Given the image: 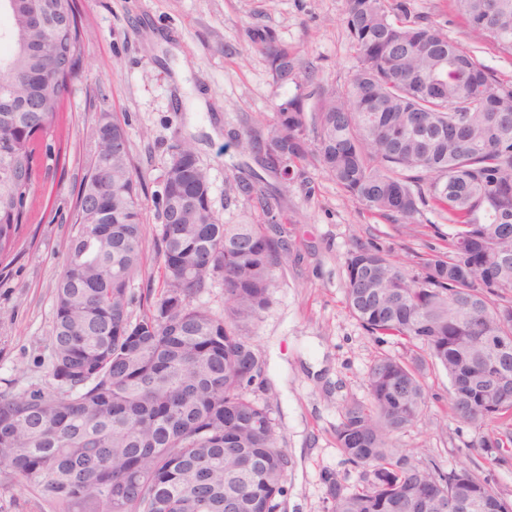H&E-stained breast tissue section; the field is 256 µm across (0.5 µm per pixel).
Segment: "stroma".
Wrapping results in <instances>:
<instances>
[{
    "label": "stroma",
    "mask_w": 512,
    "mask_h": 512,
    "mask_svg": "<svg viewBox=\"0 0 512 512\" xmlns=\"http://www.w3.org/2000/svg\"><path fill=\"white\" fill-rule=\"evenodd\" d=\"M413 16L440 22L498 78L512 80V57L477 42L451 0H407ZM87 28L84 65L66 93L61 128L46 137L62 146L58 165L43 173L36 221L21 225L10 256L0 263V391L21 393L50 385L48 338L53 286L62 271L79 185L94 152L101 113L120 121L142 176L145 239L133 294L158 287L154 247L159 221L154 196L172 144L191 141L211 182L214 210L228 224L253 213L237 181L258 170L256 154L230 146L231 132L265 133L273 107L307 88L340 85L356 63L344 24L346 0H77ZM271 31L295 51V83H278L249 32ZM308 183L283 185L290 251L276 271L271 307L250 328L264 362L251 395L268 402L279 444L290 465L277 512H330L326 477L360 483L336 445L342 405L368 397L366 374L375 355L401 354L393 340L368 335L345 304L349 251L375 243L415 269L428 248L440 246L448 223L421 208L396 223L349 201L336 181L309 167ZM427 403L419 422L397 435L396 451L442 472L466 468L512 497V461L495 463L478 448L481 432L450 410L451 386L442 369L426 374Z\"/></svg>",
    "instance_id": "stroma-1"
}]
</instances>
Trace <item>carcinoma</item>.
Returning a JSON list of instances; mask_svg holds the SVG:
<instances>
[{
  "mask_svg": "<svg viewBox=\"0 0 512 512\" xmlns=\"http://www.w3.org/2000/svg\"><path fill=\"white\" fill-rule=\"evenodd\" d=\"M357 65L313 107L299 92L274 106L260 166L307 179L313 161L346 197L393 221L429 206L448 221L447 250L433 249L411 275L379 246L346 257V303L372 336L392 337L400 356H377L367 401L340 411L336 443L361 470L353 489L326 479L331 512H432L466 498L512 512V499L468 470L444 473L395 455L392 438L420 418L422 371L440 367L452 411L478 428L498 425L478 446L512 445V83L407 3L346 0ZM469 33L512 56V0H453ZM27 0H0V261L29 222L44 160V136L65 111L87 30L76 0H42L40 26ZM251 41L281 77L297 56L269 31ZM155 196L161 259L158 293L130 286L143 252L141 178L125 128L112 120L78 197L107 213L105 240L78 229L55 286L49 375L53 384L0 392V467L31 490L44 512H275L289 466L268 404L249 395L262 362L250 326L272 304L288 241L270 229L281 196L252 172L238 180L261 222L226 224L213 210L207 167L194 145L172 146ZM217 282L224 310L198 304ZM143 310L134 315L133 307Z\"/></svg>",
  "mask_w": 512,
  "mask_h": 512,
  "instance_id": "obj_1",
  "label": "carcinoma"
}]
</instances>
